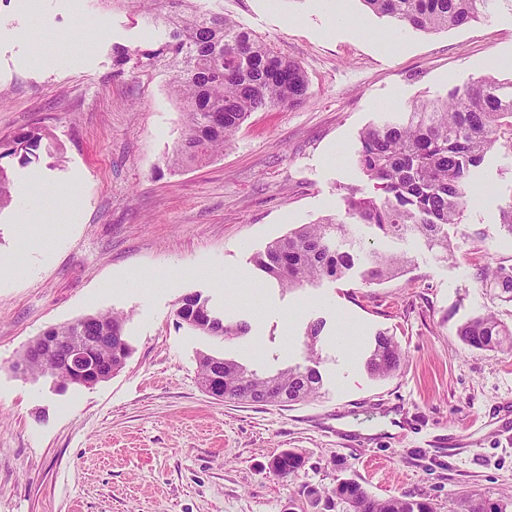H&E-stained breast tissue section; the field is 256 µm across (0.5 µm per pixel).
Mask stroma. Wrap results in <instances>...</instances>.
<instances>
[{"label":"stroma","mask_w":512,"mask_h":512,"mask_svg":"<svg viewBox=\"0 0 512 512\" xmlns=\"http://www.w3.org/2000/svg\"><path fill=\"white\" fill-rule=\"evenodd\" d=\"M213 6L297 62L308 98L251 113L223 152L175 168L184 109L170 73L113 64L115 46L147 41L142 18L99 0H0V137L44 134L38 160L9 166L0 208V512H306L303 486L343 479L433 512H463L468 496L512 512V351L457 335L488 311L512 326V301L476 277L512 265L498 222L512 156L490 152L477 168L466 219L448 227L453 257L354 224L357 244L404 256L405 273L369 285L355 269L285 290L253 262L300 225L345 218L350 190L371 191L357 165L365 127L512 58V0L436 32L394 26L361 0L345 22L332 0ZM64 186L77 206L57 199ZM22 217L50 234L20 256ZM196 293L257 331L223 341L180 323L179 301ZM106 311L127 313L130 345L110 378L62 389L13 371L43 330ZM315 322L313 398L261 405L201 388L199 354L272 374L304 363ZM381 331L404 355L386 379L365 367ZM287 449L305 460L289 481L270 467Z\"/></svg>","instance_id":"obj_1"}]
</instances>
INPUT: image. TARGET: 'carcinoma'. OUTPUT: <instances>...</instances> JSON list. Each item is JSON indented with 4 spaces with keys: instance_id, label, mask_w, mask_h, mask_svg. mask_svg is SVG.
Masks as SVG:
<instances>
[{
    "instance_id": "cac0c4a2",
    "label": "carcinoma",
    "mask_w": 512,
    "mask_h": 512,
    "mask_svg": "<svg viewBox=\"0 0 512 512\" xmlns=\"http://www.w3.org/2000/svg\"><path fill=\"white\" fill-rule=\"evenodd\" d=\"M124 3L134 12L144 5L154 7L148 19L163 29L156 40L134 47L116 48L114 65L136 72L167 69L171 90L185 108V129L173 151L174 166L200 163L224 150V145L253 112L294 106L308 91V80L294 61L282 58L267 42L252 37L237 22L202 0H102ZM373 13L400 26L419 31L452 29L490 17L496 0H362ZM359 168L373 182L377 194L365 196L356 190L347 197V216L355 224H367L384 236H421L442 255L451 251L445 227L462 224L472 200V173L485 155L500 150L512 154V80L492 74L462 86H454L442 98L414 102L405 112H395L366 127L361 135ZM42 134L31 128L0 138V206L9 201L8 167L16 161L26 165L38 158ZM349 235L337 218L305 224L274 240L256 259L270 278L285 288L312 285L324 278L340 279L355 264L371 284L389 281L403 272L405 260L374 250L344 249L339 241ZM491 279L498 296L512 301V267L487 265L477 272ZM211 314L197 295L181 299L177 317L190 328L231 340L244 334V323L226 324ZM127 316L98 313L57 327L56 335L74 336L84 327L86 336H110L112 342L93 349L99 361L112 363L119 371L130 353L123 335ZM321 323L307 332L308 363L288 367L272 376H260L242 364L202 354L198 357V380L204 386L218 377L224 398L256 404L285 406L318 393L317 338ZM467 346L484 351L512 347V328L492 312L478 315L458 329ZM403 359L397 342L384 332L376 334L366 362L370 375L392 376ZM60 361L47 353L31 357L27 373L39 376L57 369ZM288 467H273L283 479L293 478L303 466V457L285 450ZM303 494L314 512H333L336 502L346 512H432L424 502L406 496L379 498L360 483L345 479L331 490L309 486Z\"/></svg>"
}]
</instances>
